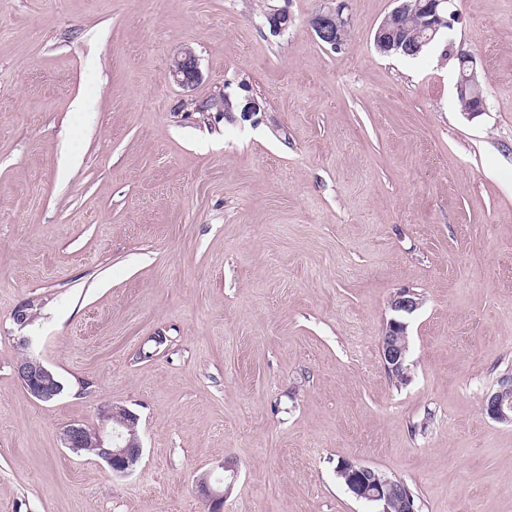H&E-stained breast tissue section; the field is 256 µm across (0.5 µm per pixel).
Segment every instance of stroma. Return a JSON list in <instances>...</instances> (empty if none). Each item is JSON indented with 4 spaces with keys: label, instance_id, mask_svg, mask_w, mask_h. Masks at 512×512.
Here are the masks:
<instances>
[{
    "label": "stroma",
    "instance_id": "stroma-1",
    "mask_svg": "<svg viewBox=\"0 0 512 512\" xmlns=\"http://www.w3.org/2000/svg\"><path fill=\"white\" fill-rule=\"evenodd\" d=\"M323 5L0 0V512H207L205 475L223 512H374L346 460L417 512H512V423L482 411L512 376V0H452L416 58L374 45L393 0H345L337 50ZM186 48L191 89L166 78ZM247 95L251 120L213 107ZM403 288L397 385L379 339ZM105 402L139 418L123 478L61 441ZM336 1L327 0V6L316 13L309 23L319 41L333 50L347 42L351 26L348 17H343L341 6L332 5ZM457 59L462 68V77L456 83V94L458 98L464 97L471 102V108L463 113L468 119H474L486 112V99L477 78L475 59L469 52H459ZM460 66L459 74H460ZM16 374L24 388L38 401L51 402L58 399L65 390L61 379L41 359L25 355L16 363ZM341 474L348 491L375 505L374 512H414L412 498L393 488L388 476L359 463L344 461Z\"/></svg>",
    "mask_w": 512,
    "mask_h": 512
}]
</instances>
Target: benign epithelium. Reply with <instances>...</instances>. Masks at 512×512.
<instances>
[{
	"mask_svg": "<svg viewBox=\"0 0 512 512\" xmlns=\"http://www.w3.org/2000/svg\"><path fill=\"white\" fill-rule=\"evenodd\" d=\"M334 2L327 0V6L311 18L310 27L322 44L336 50L347 42L351 22L343 17L341 6L334 5ZM404 2L396 0V6L375 31L374 42L382 53L400 48L406 55L413 54L399 24ZM448 2L426 0L415 19L416 26L425 35L419 45L429 43L443 30L451 28ZM267 24L272 33L280 34L288 29L291 17L288 12L277 10L267 16ZM457 59L462 68V77L456 83V94L471 102V108L465 110L464 115L473 119L486 112V99L477 78L474 56L469 52H460ZM169 78L182 87H190L201 79L198 59L191 49L184 50L176 57L169 70ZM419 305L416 294L408 289L400 290L391 302L392 310L401 314H411ZM408 354L407 324L392 319L380 336V356L385 370L408 377ZM16 374L24 388L41 402L54 401L64 393L63 382L37 357L26 355L19 359ZM484 409L489 418L512 423V395L508 392L502 390L487 395ZM98 413L101 426L89 428L80 423L70 424L63 430V443L67 448L95 449L98 458L108 465L113 475L126 476L142 453L139 418L128 408L113 403L101 405ZM341 474L348 491L358 499L373 503L375 512H415L412 498L395 490L392 480L385 474L351 461L344 462ZM197 488L199 495L210 504L209 512H221L224 493L214 489L205 478L198 481Z\"/></svg>",
	"mask_w": 512,
	"mask_h": 512,
	"instance_id": "benign-epithelium-1",
	"label": "benign epithelium"
}]
</instances>
